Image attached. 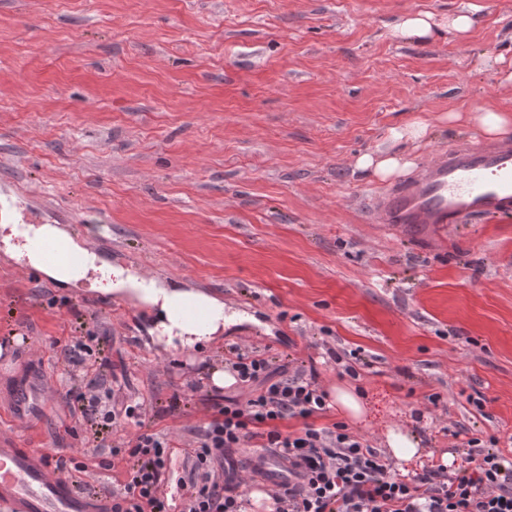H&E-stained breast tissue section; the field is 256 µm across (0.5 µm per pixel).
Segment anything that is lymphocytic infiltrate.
Segmentation results:
<instances>
[{
  "label": "lymphocytic infiltrate",
  "mask_w": 512,
  "mask_h": 512,
  "mask_svg": "<svg viewBox=\"0 0 512 512\" xmlns=\"http://www.w3.org/2000/svg\"><path fill=\"white\" fill-rule=\"evenodd\" d=\"M227 364L251 395L243 404L231 398L215 404L193 451L182 512H245L244 482L217 481L211 464L254 438L288 464L287 482L271 488L273 512H512V463L480 448L478 439L468 442L473 468L452 473L439 465L410 483L391 476L388 461L346 425L310 424V417L327 409V394L315 377L298 371L279 379L268 358L239 352ZM292 418L305 419V427L282 435L279 422ZM102 419L111 426L137 427L138 408H110ZM170 449L166 438L137 427L123 451L127 479L112 512H168L160 487Z\"/></svg>",
  "instance_id": "obj_1"
}]
</instances>
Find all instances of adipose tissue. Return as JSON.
Returning a JSON list of instances; mask_svg holds the SVG:
<instances>
[{
    "label": "adipose tissue",
    "instance_id": "adipose-tissue-1",
    "mask_svg": "<svg viewBox=\"0 0 512 512\" xmlns=\"http://www.w3.org/2000/svg\"><path fill=\"white\" fill-rule=\"evenodd\" d=\"M469 14L434 17L426 13L407 14L396 27L397 32L411 39H425L437 33L462 34L469 30ZM63 242L80 261L68 266L46 261L41 246L44 241ZM0 250L24 266L36 269L52 280L74 288L90 285L106 293L125 294L154 307L157 320L153 332L166 346L196 349L213 342L225 328L238 324L240 315L226 309L223 301L201 291H188L169 285L136 271L100 263L93 254L84 252L68 233L57 226L12 224L0 226Z\"/></svg>",
    "mask_w": 512,
    "mask_h": 512
}]
</instances>
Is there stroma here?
<instances>
[{"label":"stroma","instance_id":"35a3bbf8","mask_svg":"<svg viewBox=\"0 0 512 512\" xmlns=\"http://www.w3.org/2000/svg\"><path fill=\"white\" fill-rule=\"evenodd\" d=\"M462 10V35L395 31L410 12ZM511 65L512 0H0V200L108 264L249 317L201 350H168L135 301L0 255V438L78 456L87 471L62 473L83 491L119 489L110 449L134 426L98 448L99 415L72 397L104 379L171 439L164 492L179 512L198 429L214 403L250 396L210 382L238 347L315 369L324 391L358 390L360 419L331 408L307 422L345 421L392 475L471 467L472 438L512 461V218L416 237L381 223L371 201L386 184L354 166L416 115L431 128L414 172L484 144L444 117L512 110ZM89 331L112 363L100 374L67 358ZM35 372L39 408L13 420L12 390ZM392 434L417 453L394 458Z\"/></svg>","mask_w":512,"mask_h":512}]
</instances>
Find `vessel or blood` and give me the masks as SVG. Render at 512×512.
<instances>
[{
	"label": "vessel or blood",
	"mask_w": 512,
	"mask_h": 512,
	"mask_svg": "<svg viewBox=\"0 0 512 512\" xmlns=\"http://www.w3.org/2000/svg\"><path fill=\"white\" fill-rule=\"evenodd\" d=\"M374 209L386 224H455L512 214V142L460 144L436 156L424 173L379 193ZM53 452L0 442V508L6 512H111L106 497L62 477ZM251 465L268 478L288 465L256 449Z\"/></svg>",
	"instance_id": "obj_1"
}]
</instances>
